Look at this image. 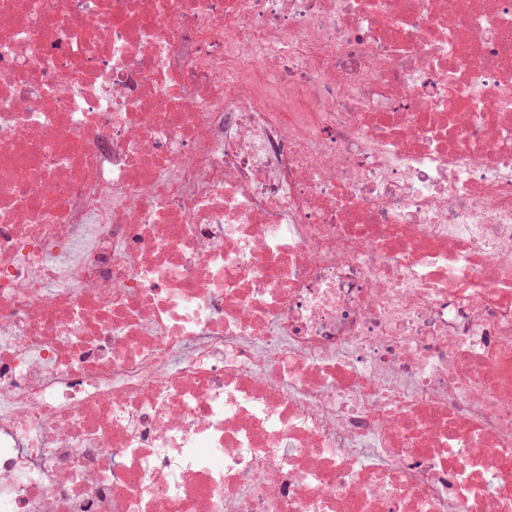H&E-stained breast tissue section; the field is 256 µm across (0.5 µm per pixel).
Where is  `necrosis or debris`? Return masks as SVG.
I'll return each instance as SVG.
<instances>
[{"mask_svg": "<svg viewBox=\"0 0 512 512\" xmlns=\"http://www.w3.org/2000/svg\"><path fill=\"white\" fill-rule=\"evenodd\" d=\"M0 512H512V0H0Z\"/></svg>", "mask_w": 512, "mask_h": 512, "instance_id": "4bbe7bcc", "label": "necrosis or debris"}]
</instances>
